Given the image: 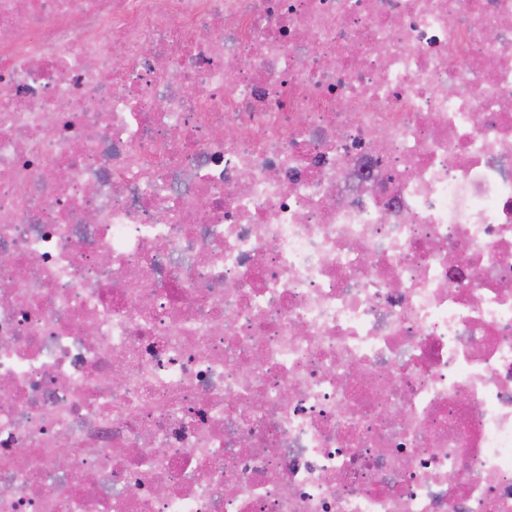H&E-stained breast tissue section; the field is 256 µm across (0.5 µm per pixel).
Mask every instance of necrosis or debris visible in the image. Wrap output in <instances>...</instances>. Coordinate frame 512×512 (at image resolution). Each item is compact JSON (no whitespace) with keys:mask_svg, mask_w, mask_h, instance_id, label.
Instances as JSON below:
<instances>
[{"mask_svg":"<svg viewBox=\"0 0 512 512\" xmlns=\"http://www.w3.org/2000/svg\"><path fill=\"white\" fill-rule=\"evenodd\" d=\"M0 512H512V0H0Z\"/></svg>","mask_w":512,"mask_h":512,"instance_id":"1","label":"necrosis or debris"}]
</instances>
